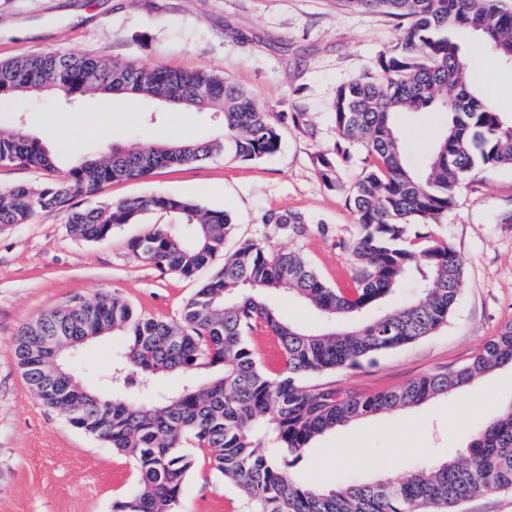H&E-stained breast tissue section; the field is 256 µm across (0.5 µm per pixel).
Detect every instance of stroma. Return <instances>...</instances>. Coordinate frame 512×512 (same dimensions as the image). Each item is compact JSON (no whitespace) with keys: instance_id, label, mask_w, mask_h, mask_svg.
I'll return each instance as SVG.
<instances>
[{"instance_id":"1","label":"stroma","mask_w":512,"mask_h":512,"mask_svg":"<svg viewBox=\"0 0 512 512\" xmlns=\"http://www.w3.org/2000/svg\"><path fill=\"white\" fill-rule=\"evenodd\" d=\"M396 19L355 11L342 0H0V61L44 51L95 52L146 67L208 70L243 87L282 115L281 148L257 163L221 157L161 168L144 180L106 184L79 197L83 207L153 193L180 195L227 211L235 229L226 242L245 240L303 257L331 287L347 286V249L357 235L348 190L366 165L357 150L340 170V188L317 173L319 154L337 138L331 106L339 85L374 74L381 52L397 44ZM467 37L470 84L512 115V64L478 53ZM305 114L296 124L292 114ZM403 143L418 153L443 117L434 112L393 117ZM24 124L65 147L63 164L97 156L101 148L133 142L199 140L215 131L208 112H179L123 98H19L0 112V132ZM299 212L311 225L299 237L279 235L269 213ZM512 168L483 167L461 186L447 218L433 228L464 261L465 288L445 326L376 363L313 376L344 392L371 394L400 387L470 360L512 320ZM163 212L114 227L103 242L72 236L64 214L0 228V512H112L114 500L137 485L130 459L70 424L30 389L11 353L24 324L80 297L117 295L135 309L178 318L185 301L222 266L216 257L185 279L137 258L132 238L170 223ZM114 335L80 348L72 363L96 385L122 350ZM512 403V366L499 368L445 398L389 415H371L312 443L292 469L302 484L360 483L404 478L413 468L447 457L467 458L474 432ZM243 497L204 461L188 475L182 512H243Z\"/></svg>"}]
</instances>
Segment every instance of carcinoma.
Returning <instances> with one entry per match:
<instances>
[{"label": "carcinoma", "instance_id": "1", "mask_svg": "<svg viewBox=\"0 0 512 512\" xmlns=\"http://www.w3.org/2000/svg\"><path fill=\"white\" fill-rule=\"evenodd\" d=\"M355 9L385 13L404 24L400 41L379 55L376 73L336 90L332 115L337 139L317 157V172L340 187L339 171L356 147L368 165L349 191L359 227L350 244L354 288L327 285L293 252H270L254 241L224 251L234 231L223 210L170 194H151L82 208L74 199L114 180L144 179L162 167L214 156L259 161L280 148L274 113L243 88L206 70L156 69L97 53L45 51L0 62V109L18 95L47 89L66 97L124 93L186 112L217 114L219 130L185 143H134L104 148L66 169L59 151L22 128L0 135V165L50 173L42 184L0 188V227L28 224L42 212H61L69 233L105 241L120 224L148 211L177 218L129 242L139 258L163 273L194 277L219 254L222 267L184 303L177 319L144 315L114 295L74 298L23 325L12 342L14 359L42 402L119 453L129 455L138 486L112 512H180L182 490L198 457L242 492L246 512H458L489 488L512 489V404L477 430L466 461L424 465L403 479L303 485L289 468L319 436L360 418L420 406L512 365V321L502 325L471 360L372 395L342 393L332 384L309 386L313 374L355 369L434 334L454 311L465 287L464 263L427 227L448 216L457 192L478 168L512 167V117L469 84L460 38H481L483 53L512 62V7L505 0H344ZM434 110L446 124L418 161L410 159L391 115ZM267 223L301 236L309 219L275 214ZM415 293L390 305L401 288ZM285 293L320 312L328 327L308 331L284 320L273 297ZM278 342L284 369L269 375L249 342L257 328ZM110 332L127 346L107 373L105 395L83 386L57 358V384L44 385L50 354L39 337L95 339ZM203 375L176 393L159 377Z\"/></svg>", "mask_w": 512, "mask_h": 512}]
</instances>
